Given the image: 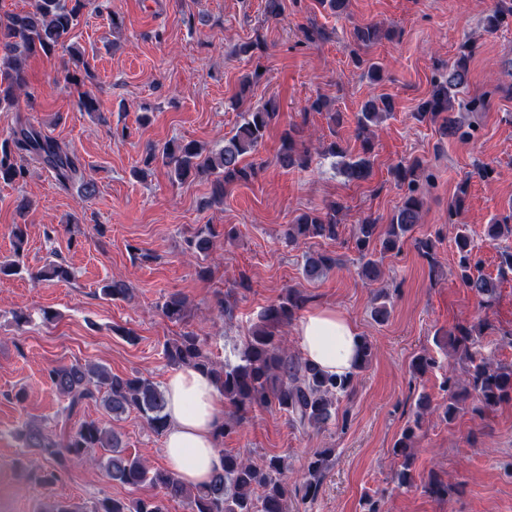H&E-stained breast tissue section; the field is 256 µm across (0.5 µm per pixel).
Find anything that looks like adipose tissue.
I'll return each mask as SVG.
<instances>
[{"label": "adipose tissue", "instance_id": "1", "mask_svg": "<svg viewBox=\"0 0 512 512\" xmlns=\"http://www.w3.org/2000/svg\"><path fill=\"white\" fill-rule=\"evenodd\" d=\"M301 352L326 372L346 374L358 362L360 332L343 312L332 307L307 309L298 324ZM168 429L164 454L188 484L208 482L220 456L214 433L224 410L212 379L192 368H181L166 379Z\"/></svg>", "mask_w": 512, "mask_h": 512}]
</instances>
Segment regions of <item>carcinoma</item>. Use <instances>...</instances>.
<instances>
[{"label": "carcinoma", "instance_id": "obj_1", "mask_svg": "<svg viewBox=\"0 0 512 512\" xmlns=\"http://www.w3.org/2000/svg\"><path fill=\"white\" fill-rule=\"evenodd\" d=\"M95 5V0H31L30 10L24 13H0V109L17 106L22 91L28 84L24 62L31 56L55 55L67 48L71 32L84 12ZM512 17V0H497L495 10L485 18L487 31L492 32ZM351 37L358 47L354 62L364 69L372 81L382 79L380 66L362 55L381 39V29L375 24L356 26ZM473 46L469 41L461 45L460 56L454 64L434 79L431 95L417 107L416 117L438 125L444 137L466 139L476 129L451 115L453 105L464 112H478L484 106L482 98H461V89L468 84V60ZM394 109L389 96L367 100L357 117V137L362 139L363 155L342 162L343 171L351 180H365L372 172V128L378 126ZM279 116L275 99L270 98L242 116L235 134L224 139V146L213 152L206 151L195 141L169 142L157 151L151 146L142 160L148 168L158 159H165L174 181L207 178L211 181L208 204L224 201V190L235 183H249L258 174V167L245 159L254 155L262 144L271 123ZM324 157H345V150L335 141L328 144L304 139V128L289 125L280 139L277 161L285 169L309 168L312 151ZM38 160L54 172L58 182L67 186L80 183L84 192H96L95 182L86 177L76 155L59 141L43 134L32 122L17 124L10 135L0 140V183L18 184L26 180L27 168L21 158ZM392 174L405 187L402 204L394 212L390 224L378 232V224L370 217L357 225L354 234L358 254L359 276L373 283L384 276L380 260L382 255L400 250L406 236L421 221L424 206L420 179H429L422 160L414 158L398 163ZM342 205L331 201L321 209L304 212L296 222L287 225L285 242L293 245L303 240H336L342 233L338 215ZM454 243L458 254L459 278L469 290L488 307L495 299L499 284L512 274V251L501 252L499 276L493 278L479 272L480 261L467 226L455 225ZM512 236V214L486 225L485 237L495 241ZM215 234L209 227L197 230L185 240L187 249L199 261L198 275L207 278L209 267L203 265L213 248ZM336 266V257L326 252L305 255L302 273L305 279L322 278ZM37 277L65 281L71 272L61 263L51 262L37 273ZM100 292L112 300L132 299L131 288L122 279L105 282ZM309 298L299 289L290 288L279 300L267 305L259 322L248 330L235 361H214L206 351V339L193 332H185L165 343L164 353L169 364L182 368L192 367L207 372L214 380L218 393L224 398V423L218 436L237 432L245 414L254 406L275 405L286 413L293 428L308 432L328 425L338 416L341 399L350 397L355 389V374L336 375L325 372L291 352L283 328L299 315ZM162 314L171 322H181L187 313V300L173 294L161 305ZM492 327L486 320L479 327L459 323L446 332L448 346L461 362L462 376L445 377L442 389L448 393L442 405L443 419L451 422L463 410L470 397L484 408L512 403V366L495 365L481 354L482 332ZM437 362L424 351L414 357V373L423 375L434 369ZM47 379L57 396L65 401L67 419L78 413L88 402H99L118 420L130 410L137 411L155 432L167 428L165 392L151 380L140 375L119 376L107 367L97 364L62 365L49 369ZM431 412V396L419 397L413 424L401 432L393 446V453L402 459L397 473L398 486L410 487L414 477L411 448L419 437L422 419ZM19 437L27 448L47 456L51 468L34 475L39 484H51L59 479L68 456L85 458L100 466L114 482L133 488L149 487L156 490L148 494L121 500L104 497L90 505H75L65 501L45 504L41 512H166L164 501H180L187 512H288V483L285 472L287 459L271 456L262 462L248 456L218 449L220 465L211 479L201 486H189L176 472L152 469L145 460L125 453L120 435L113 429L95 421H83L76 429L55 436L42 425L26 422L19 429ZM96 448L109 449L110 455L97 458ZM329 467V455L316 452L308 460L303 481L295 486L294 497L306 504L319 493Z\"/></svg>", "mask_w": 512, "mask_h": 512}]
</instances>
